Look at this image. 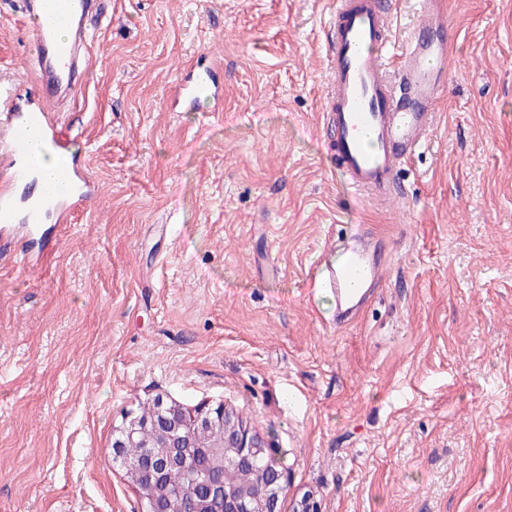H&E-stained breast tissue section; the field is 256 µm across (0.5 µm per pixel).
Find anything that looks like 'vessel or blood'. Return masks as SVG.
Here are the masks:
<instances>
[{"label":"vessel or blood","mask_w":512,"mask_h":512,"mask_svg":"<svg viewBox=\"0 0 512 512\" xmlns=\"http://www.w3.org/2000/svg\"><path fill=\"white\" fill-rule=\"evenodd\" d=\"M97 0H23L32 23L27 98L0 97V255L16 235L37 238L48 221L65 223L94 196L96 185L75 159L59 110L70 102L87 67L90 21ZM418 19L403 51L392 54L393 5L383 0H335L326 31L325 127L336 163L349 185L376 204L395 195L407 164L436 120L451 23L444 0H413ZM174 104L216 111L222 91L214 67H197L178 84ZM40 144L58 160L41 201L20 194L38 173L32 149ZM380 244L354 237L339 260L320 254L314 279L336 306L337 323L353 319L383 280Z\"/></svg>","instance_id":"b4317fda"}]
</instances>
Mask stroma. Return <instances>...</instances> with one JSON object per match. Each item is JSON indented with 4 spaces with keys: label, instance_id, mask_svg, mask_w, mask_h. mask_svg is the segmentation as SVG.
I'll list each match as a JSON object with an SVG mask.
<instances>
[{
    "label": "stroma",
    "instance_id": "stroma-1",
    "mask_svg": "<svg viewBox=\"0 0 512 512\" xmlns=\"http://www.w3.org/2000/svg\"><path fill=\"white\" fill-rule=\"evenodd\" d=\"M21 0L0 89L31 91ZM457 33L399 204L350 188L321 124L330 0H102L61 117L98 191L0 263V512H142L112 461L138 404L224 401L276 445L283 512H512V0ZM215 61L218 112H173ZM388 270L344 327L309 271L337 225Z\"/></svg>",
    "mask_w": 512,
    "mask_h": 512
}]
</instances>
